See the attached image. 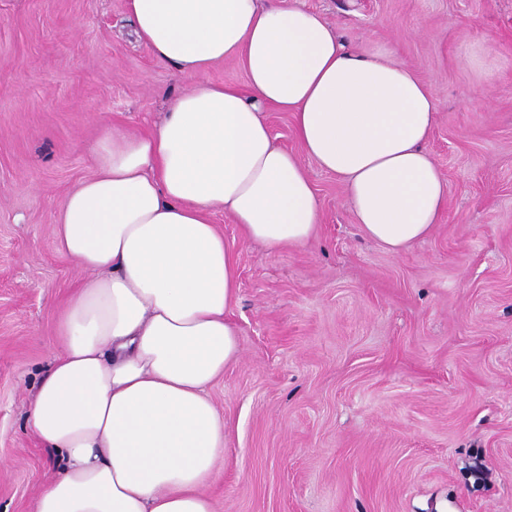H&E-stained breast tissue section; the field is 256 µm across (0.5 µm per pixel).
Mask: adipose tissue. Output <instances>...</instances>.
Instances as JSON below:
<instances>
[{
  "label": "adipose tissue",
  "mask_w": 512,
  "mask_h": 512,
  "mask_svg": "<svg viewBox=\"0 0 512 512\" xmlns=\"http://www.w3.org/2000/svg\"><path fill=\"white\" fill-rule=\"evenodd\" d=\"M136 34L191 81L149 133L105 128L95 171L63 197L58 252L84 279L29 425L58 455L33 512H214L224 457L209 388L238 358L235 245L282 252L320 221L305 161L336 176L363 235L397 254L429 236L448 184L425 148L437 111L394 51H349L320 14L281 0H127ZM234 58L247 90L211 83ZM289 113L281 147L265 107Z\"/></svg>",
  "instance_id": "ef3b65f1"
}]
</instances>
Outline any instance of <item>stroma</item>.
I'll use <instances>...</instances> for the list:
<instances>
[{"mask_svg":"<svg viewBox=\"0 0 512 512\" xmlns=\"http://www.w3.org/2000/svg\"><path fill=\"white\" fill-rule=\"evenodd\" d=\"M296 3L428 84L448 199L397 255L310 161L307 245L271 252L213 214L239 282V357L208 391L215 512H512V0ZM187 85L135 41L126 0H0V512H32L59 467L27 421L81 277L56 209L103 127L149 132Z\"/></svg>","mask_w":512,"mask_h":512,"instance_id":"35a3bbf8","label":"stroma"}]
</instances>
